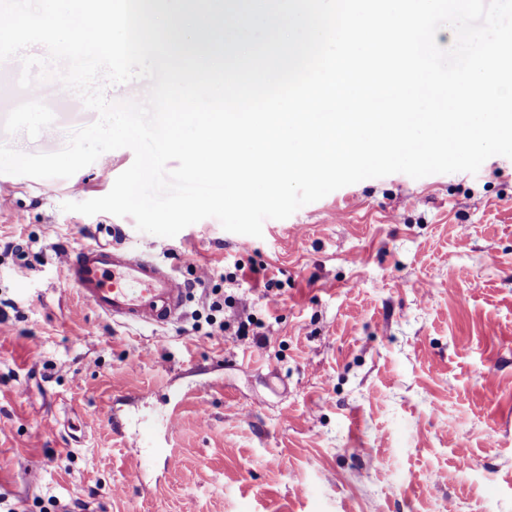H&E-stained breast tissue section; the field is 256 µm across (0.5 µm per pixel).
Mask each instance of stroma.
Returning <instances> with one entry per match:
<instances>
[{"label":"stroma","instance_id":"obj_1","mask_svg":"<svg viewBox=\"0 0 512 512\" xmlns=\"http://www.w3.org/2000/svg\"><path fill=\"white\" fill-rule=\"evenodd\" d=\"M20 73L0 62V143L53 152L97 120ZM133 160L0 173V512H512L511 158L348 185L259 238L63 211ZM107 238L188 283L179 320L81 299L57 254ZM239 265L270 295L228 281ZM240 314L268 324L265 348L217 335Z\"/></svg>","mask_w":512,"mask_h":512}]
</instances>
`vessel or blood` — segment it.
<instances>
[{
  "mask_svg": "<svg viewBox=\"0 0 512 512\" xmlns=\"http://www.w3.org/2000/svg\"><path fill=\"white\" fill-rule=\"evenodd\" d=\"M67 280L108 319L159 327L174 321L187 292L172 267L144 252L98 242L61 253Z\"/></svg>",
  "mask_w": 512,
  "mask_h": 512,
  "instance_id": "vessel-or-blood-1",
  "label": "vessel or blood"
}]
</instances>
